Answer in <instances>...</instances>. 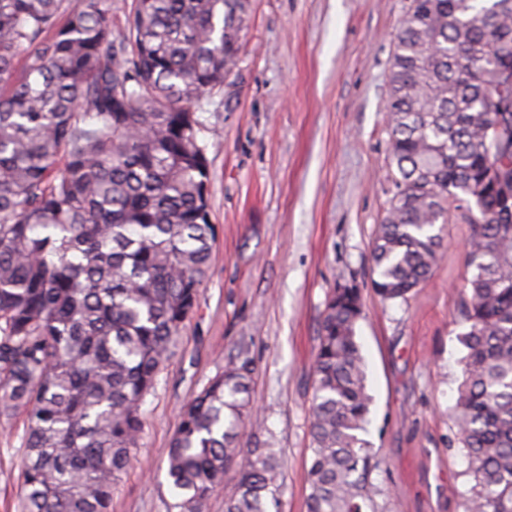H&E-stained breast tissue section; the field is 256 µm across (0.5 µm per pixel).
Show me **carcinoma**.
Masks as SVG:
<instances>
[{
	"mask_svg": "<svg viewBox=\"0 0 512 512\" xmlns=\"http://www.w3.org/2000/svg\"><path fill=\"white\" fill-rule=\"evenodd\" d=\"M247 0H0V418L25 417L21 512H109L155 389L197 309L214 227L193 109L235 66ZM512 0H411L386 109L394 192L371 282L406 300L431 276L436 225H471L463 381L451 411L472 485L463 512H512ZM332 289L313 367L307 512H377L356 327ZM241 342L183 405L167 477L202 512H280L283 462L260 439ZM250 426L243 444L241 428ZM237 491L235 470H230L224 477V484L216 488L208 497L203 512H224V501L231 498Z\"/></svg>",
	"mask_w": 512,
	"mask_h": 512,
	"instance_id": "carcinoma-1",
	"label": "carcinoma"
}]
</instances>
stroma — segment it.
Listing matches in <instances>:
<instances>
[{"label":"stroma","instance_id":"obj_1","mask_svg":"<svg viewBox=\"0 0 512 512\" xmlns=\"http://www.w3.org/2000/svg\"><path fill=\"white\" fill-rule=\"evenodd\" d=\"M409 0H249L223 87L196 104L216 227L198 308L151 395L112 512H172L168 448L182 404L250 346V395L285 467L281 512H306L312 370L326 296L356 285L372 398L363 435L378 512H462L470 482L450 411L470 224L441 227V259L407 300L370 282L392 196L386 112L393 40ZM22 418L0 420V512L20 496Z\"/></svg>","mask_w":512,"mask_h":512}]
</instances>
